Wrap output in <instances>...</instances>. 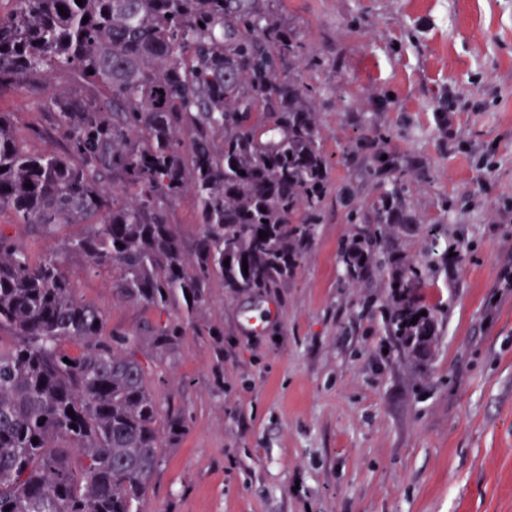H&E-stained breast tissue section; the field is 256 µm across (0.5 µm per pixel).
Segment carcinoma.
I'll use <instances>...</instances> for the list:
<instances>
[{
  "label": "carcinoma",
  "mask_w": 512,
  "mask_h": 512,
  "mask_svg": "<svg viewBox=\"0 0 512 512\" xmlns=\"http://www.w3.org/2000/svg\"><path fill=\"white\" fill-rule=\"evenodd\" d=\"M82 2L0 7V95L54 77L69 84L39 103L59 149L28 151L0 112V209L45 235L87 226L62 254L39 259L0 227V330L12 335L0 345V512H144L186 420L160 405L161 377L138 348L164 356L191 329L224 352V327L195 320L213 285L234 296L286 287L333 190L316 91L288 74L301 45L278 19V0ZM366 142L367 173L384 186L366 206L336 189L355 226L337 261L349 286L388 288L379 308H366L403 350L426 358L448 310L423 304L421 290L461 268L467 246L445 222L408 210L416 170L387 136L351 152ZM188 195L191 251L170 224ZM414 234L422 245L411 255L404 241ZM63 254L113 273L120 299L157 317L137 332L105 331L106 314L78 297Z\"/></svg>",
  "instance_id": "cac0c4a2"
}]
</instances>
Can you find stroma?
<instances>
[{"mask_svg": "<svg viewBox=\"0 0 512 512\" xmlns=\"http://www.w3.org/2000/svg\"><path fill=\"white\" fill-rule=\"evenodd\" d=\"M314 88L331 178L358 204L379 193L346 150L372 128L417 162L409 209L464 228L469 260L423 290L448 316L431 354L408 357L347 287L337 247L352 231L329 204L316 241L279 295L211 290L202 322L224 327V356L190 332L161 363V402L186 411L146 512H512V0H281ZM39 92L0 95L26 147ZM454 99L447 130L435 114ZM78 296L109 326L145 313L107 275L70 255Z\"/></svg>", "mask_w": 512, "mask_h": 512, "instance_id": "obj_1", "label": "stroma"}]
</instances>
